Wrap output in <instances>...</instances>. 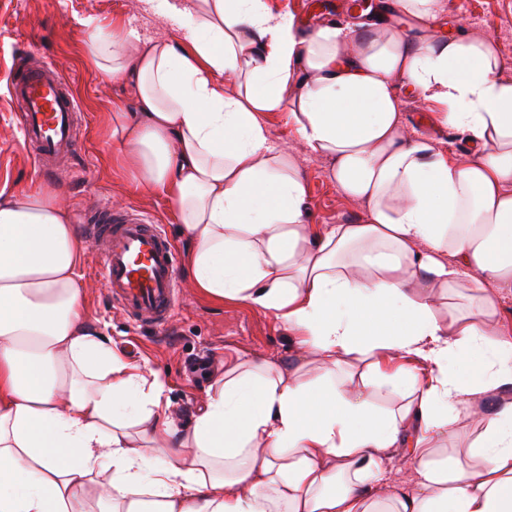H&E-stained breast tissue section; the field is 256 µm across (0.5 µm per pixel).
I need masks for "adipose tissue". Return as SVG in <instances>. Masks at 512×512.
Returning <instances> with one entry per match:
<instances>
[{
	"mask_svg": "<svg viewBox=\"0 0 512 512\" xmlns=\"http://www.w3.org/2000/svg\"><path fill=\"white\" fill-rule=\"evenodd\" d=\"M146 2L178 42L88 34L134 90L111 116L118 161L169 197L193 288L275 313L301 362L244 358L180 425L162 376L89 323L88 245L57 193L2 200L0 512H84L91 482L98 512H512V401L482 405L512 387V81L493 39L371 25L349 53L345 29L302 35L266 0ZM398 77L469 157L404 134ZM284 109L362 223L306 222L303 174L259 118ZM390 392L402 404L374 411Z\"/></svg>",
	"mask_w": 512,
	"mask_h": 512,
	"instance_id": "1",
	"label": "adipose tissue"
}]
</instances>
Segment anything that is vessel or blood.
I'll use <instances>...</instances> for the list:
<instances>
[{
	"label": "vessel or blood",
	"instance_id": "obj_1",
	"mask_svg": "<svg viewBox=\"0 0 512 512\" xmlns=\"http://www.w3.org/2000/svg\"><path fill=\"white\" fill-rule=\"evenodd\" d=\"M10 100L22 114V131L35 162L52 175L56 158L76 145L80 105L69 82L52 64L21 66L10 74ZM102 254L100 277L113 300L136 322L164 328L177 299V256L159 225L124 211L99 210L87 219Z\"/></svg>",
	"mask_w": 512,
	"mask_h": 512
}]
</instances>
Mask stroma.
I'll return each mask as SVG.
<instances>
[{"mask_svg":"<svg viewBox=\"0 0 512 512\" xmlns=\"http://www.w3.org/2000/svg\"><path fill=\"white\" fill-rule=\"evenodd\" d=\"M118 29L129 42L171 39L175 32L164 18L145 9L142 0H0V200L43 188L57 192L73 224H82L94 208L124 209L161 224L173 240L178 263H185L187 243L168 197L137 186L115 161L117 149L108 136L109 114L116 94L132 96L129 85L104 78L87 59V28ZM430 32L459 31L484 35L497 43L505 62L504 78L512 80V0H443V9L428 23ZM51 61L64 70L80 101L83 125L78 149L61 160L56 179L39 172L20 131V113L7 96L13 65ZM405 133L422 136L446 153L467 157L471 145L456 130L434 118L436 105L411 93L397 81ZM272 141L294 154L306 182L308 223L325 228L364 220L366 210L339 190L327 158L309 153L299 140L287 112L260 115ZM99 259L87 251L81 274L88 288L89 319L103 328L113 348L129 360L146 364L167 382V396L182 418H190L204 389L224 368L246 354L287 366L298 350L281 319L228 299L218 303L178 283V306L169 326L137 324L115 304L96 272Z\"/></svg>","mask_w":512,"mask_h":512,"instance_id":"stroma-1","label":"stroma"}]
</instances>
